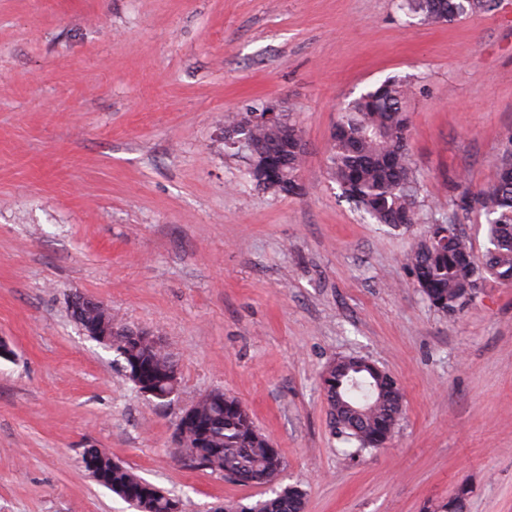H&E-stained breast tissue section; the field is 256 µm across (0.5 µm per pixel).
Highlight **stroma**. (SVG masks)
I'll return each mask as SVG.
<instances>
[{
	"mask_svg": "<svg viewBox=\"0 0 512 512\" xmlns=\"http://www.w3.org/2000/svg\"><path fill=\"white\" fill-rule=\"evenodd\" d=\"M410 81L419 224L393 231L340 196L326 156L345 103ZM289 114L304 190L263 191L224 147L250 108ZM512 142V0L453 24L399 0H0V512H132L82 452L113 459L181 512L253 503L184 465L185 407L222 389L282 454L305 512H512V286L459 316L403 263L448 214L459 175L492 179ZM80 294L163 336L170 404L143 398L68 312ZM391 374L403 417L353 452L321 376L341 357Z\"/></svg>",
	"mask_w": 512,
	"mask_h": 512,
	"instance_id": "stroma-1",
	"label": "stroma"
}]
</instances>
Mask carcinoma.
I'll list each match as a JSON object with an SVG mask.
<instances>
[{
  "mask_svg": "<svg viewBox=\"0 0 512 512\" xmlns=\"http://www.w3.org/2000/svg\"><path fill=\"white\" fill-rule=\"evenodd\" d=\"M498 0H402V8L431 22L453 23L464 17L488 14ZM411 87L398 78H387L350 100L331 133L327 169L346 201L375 224L393 230L418 223L421 180L408 147L410 116L406 102ZM264 113L250 110L228 121L242 128L251 158L248 174L260 190L296 195L302 191L300 173L305 150L298 145L300 130L283 115L278 121L262 120ZM451 214L440 223L427 224L419 239L404 254V264L429 304L444 315L463 313L485 283L492 279L512 285V150L498 160L494 179L478 187L459 178L449 200ZM485 219L487 243L477 252L466 235H446L459 215ZM106 350L123 376L147 347L130 344L122 334L112 337ZM322 389L329 406L330 424L344 442L358 451L382 447L403 413V396L387 372L354 358H340L322 375ZM208 415V447L192 448L184 437L179 448L201 459L196 465L242 485L276 488L274 496L234 512H302L304 494L294 486L280 487L284 461L271 452L270 441L254 425L248 410L234 396L220 389L197 402ZM112 468V493L128 484L146 485L151 499L135 505L136 512H180V503L130 468L102 457ZM469 494L458 487L442 512H461Z\"/></svg>",
  "mask_w": 512,
  "mask_h": 512,
  "instance_id": "cac0c4a2",
  "label": "carcinoma"
}]
</instances>
